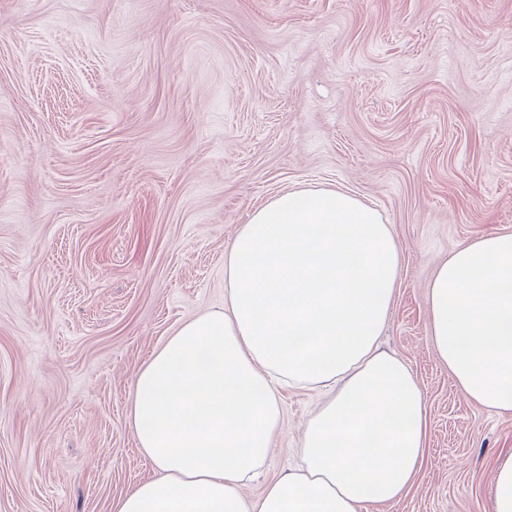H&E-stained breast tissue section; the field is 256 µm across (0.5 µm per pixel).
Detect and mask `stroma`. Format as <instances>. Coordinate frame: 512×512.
Returning a JSON list of instances; mask_svg holds the SVG:
<instances>
[{
	"label": "stroma",
	"instance_id": "1",
	"mask_svg": "<svg viewBox=\"0 0 512 512\" xmlns=\"http://www.w3.org/2000/svg\"><path fill=\"white\" fill-rule=\"evenodd\" d=\"M319 185L401 247L381 343L427 401L423 464L367 512H491L512 414L467 401L429 336L436 264L512 233V0H0V512H111L153 477L134 376L224 305V251ZM245 494L298 464L324 401L284 388Z\"/></svg>",
	"mask_w": 512,
	"mask_h": 512
}]
</instances>
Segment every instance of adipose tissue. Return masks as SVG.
Returning <instances> with one entry per match:
<instances>
[{"label":"adipose tissue","mask_w":512,"mask_h":512,"mask_svg":"<svg viewBox=\"0 0 512 512\" xmlns=\"http://www.w3.org/2000/svg\"><path fill=\"white\" fill-rule=\"evenodd\" d=\"M401 249L380 213L331 188L275 195L224 252V306L184 322L135 377L128 417L153 478L112 512H363L425 455V396L379 342ZM431 343L459 391L512 413V233L476 237L427 285ZM328 398L297 471L241 490L282 432L279 386Z\"/></svg>","instance_id":"obj_1"}]
</instances>
